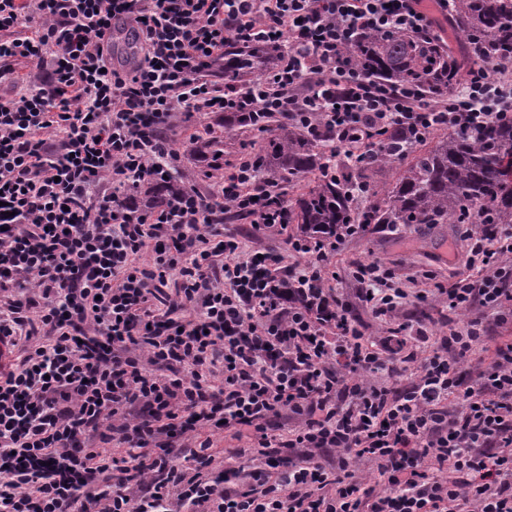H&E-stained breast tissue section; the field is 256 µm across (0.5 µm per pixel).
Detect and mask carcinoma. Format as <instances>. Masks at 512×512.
<instances>
[{"mask_svg":"<svg viewBox=\"0 0 512 512\" xmlns=\"http://www.w3.org/2000/svg\"><path fill=\"white\" fill-rule=\"evenodd\" d=\"M453 32L465 44L481 50L477 62L492 65L510 62L512 50V0H453L449 10ZM351 53L364 76L380 82H418L431 101L467 75L468 63L459 61L440 39L411 36L397 31L362 36ZM275 69L274 54L263 42L247 48L231 41L224 46V60L215 70L224 84L257 81ZM265 117L248 112L224 113V129L251 132ZM187 152L205 163L202 176L218 178L224 140L194 139ZM410 159L394 183L373 193L374 200L358 210L350 192L369 185L373 172L393 167L404 156L394 147L376 163L347 164L342 177L329 179L323 168V143L310 138L299 126L282 118L269 122L259 150L253 153L256 188L280 189L309 175L312 186L295 201H287L288 223L305 233H336L343 224H512V124L492 120L478 131H453L430 148L413 147ZM191 187L179 173L157 181L133 185L132 203L141 212L167 208Z\"/></svg>","mask_w":512,"mask_h":512,"instance_id":"obj_1","label":"carcinoma"}]
</instances>
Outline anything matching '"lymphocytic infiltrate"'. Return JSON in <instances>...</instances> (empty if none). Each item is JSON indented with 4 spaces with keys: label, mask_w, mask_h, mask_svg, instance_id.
Returning <instances> with one entry per match:
<instances>
[{
    "label": "lymphocytic infiltrate",
    "mask_w": 512,
    "mask_h": 512,
    "mask_svg": "<svg viewBox=\"0 0 512 512\" xmlns=\"http://www.w3.org/2000/svg\"><path fill=\"white\" fill-rule=\"evenodd\" d=\"M452 0H0V80L34 61L30 88L0 96V335L22 344L0 377V512H512V226L468 235L470 275L436 298L468 321L444 336L399 325L366 337L334 284L341 245L288 230L279 193L253 165L171 209L139 214L124 191L164 177L169 137L203 112L250 107L324 141L323 173L375 159L394 131L407 147L434 131L512 120V82L493 67L434 104L414 84L362 77L360 36H444ZM141 56L111 67L118 21ZM263 40L280 63L256 83L211 68L228 41ZM284 237L303 264L247 249L225 209ZM151 255L139 264L140 253ZM358 298L392 316L412 291L384 263L351 266ZM486 365L462 368L474 350ZM288 416L282 433L274 418ZM241 438L261 465L214 471L201 425ZM129 460L113 472L106 445ZM376 468L383 490L355 472Z\"/></svg>",
    "instance_id": "obj_1"
}]
</instances>
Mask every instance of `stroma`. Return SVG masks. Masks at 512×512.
<instances>
[{
  "label": "stroma",
  "mask_w": 512,
  "mask_h": 512,
  "mask_svg": "<svg viewBox=\"0 0 512 512\" xmlns=\"http://www.w3.org/2000/svg\"><path fill=\"white\" fill-rule=\"evenodd\" d=\"M466 232V226L458 224L406 226L398 236L376 231L342 247L333 259V269L341 275L337 287L365 335L383 338L386 325L359 302L356 283L344 278L343 273L355 263L372 259L387 264L400 275L415 277L414 291L428 295L427 300L413 299L403 305L394 318L395 323L424 324L441 336L447 333L449 323L466 322V315L449 312L445 304L430 296L436 284L466 273Z\"/></svg>",
  "instance_id": "1"
}]
</instances>
